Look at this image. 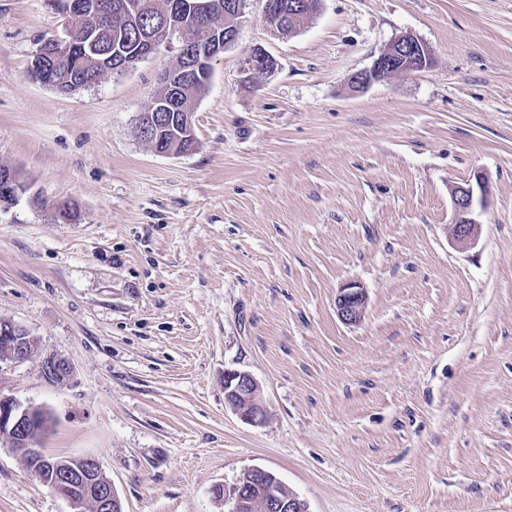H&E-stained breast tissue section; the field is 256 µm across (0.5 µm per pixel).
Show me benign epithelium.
<instances>
[{"label": "benign epithelium", "mask_w": 512, "mask_h": 512, "mask_svg": "<svg viewBox=\"0 0 512 512\" xmlns=\"http://www.w3.org/2000/svg\"><path fill=\"white\" fill-rule=\"evenodd\" d=\"M63 20V35L41 44L34 54L32 67L38 71L46 69L47 64L58 65L68 58L72 50L70 36L71 19L87 10L83 0H49ZM247 0H228L224 10L225 24L220 32L209 35L205 52H193L187 49L176 23L163 25L162 30L152 34L144 33L139 39L137 58L146 59L161 47L177 44V59L184 61L192 57V71L186 72L181 64L164 72L161 76V89L166 93L162 107L167 111L182 110L179 123L182 131L173 138L168 147L160 146L163 128L158 123L161 112L152 103L139 118L141 137L153 150L162 155L178 156L188 153L195 146V134L191 122V112L181 106L187 96L190 77H194L203 67L212 65L213 60L233 44L238 36L239 18L244 13ZM220 10L215 0H184L179 5H171L167 15L177 11H187L208 25V19ZM265 14L273 35L290 37L300 30L305 22L307 7L305 0H292L283 7L280 0H265ZM112 64L100 65L97 75L112 73L122 75L128 71L133 60L124 56L112 55ZM430 61V51L420 40L411 35H401L393 40L374 60L371 68L358 71L348 78L349 90L360 93L375 81L387 79L393 75L408 74L426 67ZM275 59L267 52L258 49L246 60L249 71L264 73L274 69ZM485 183L478 177L476 183L466 181L453 186L451 197L454 208V222L450 234L454 242L460 245L476 241L480 224L473 218L476 206L483 204V197L476 195L474 185ZM28 187L14 175L13 169L0 177V200L16 205L27 194ZM367 305L364 289L348 285L339 290L336 296V313L345 324H355L361 320ZM34 353L32 339L22 326L11 321L0 320V364H23ZM72 374L70 362L63 356L48 352L41 358V376L52 384L66 382ZM225 402L245 422L260 425L265 422L267 409L260 396L259 385L246 372L227 371L224 373ZM34 408L25 405L12 396L0 395V438L9 442L12 449L23 458L37 459L48 465L52 472L50 488L71 507L78 509L91 500L93 512H124L119 496L111 479L103 471L98 459L92 456L78 458L47 457L39 448V443L31 430V418ZM85 487L88 493L79 501L69 491ZM215 498L229 502V512H308L305 503L290 490H283V484L270 471L262 468L246 470L231 489L222 485L215 486Z\"/></svg>", "instance_id": "7a95c632"}]
</instances>
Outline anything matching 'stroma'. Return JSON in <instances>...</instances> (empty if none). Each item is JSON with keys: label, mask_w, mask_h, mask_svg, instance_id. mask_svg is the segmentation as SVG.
<instances>
[{"label": "stroma", "mask_w": 512, "mask_h": 512, "mask_svg": "<svg viewBox=\"0 0 512 512\" xmlns=\"http://www.w3.org/2000/svg\"><path fill=\"white\" fill-rule=\"evenodd\" d=\"M60 23L0 0V165L31 185L0 213V319L35 343L0 393L47 414L43 452L98 458L124 512H227L214 486L253 467L309 512H512V0H319L285 39L248 0L181 156L138 135L176 50L65 95L28 76ZM403 34L430 64L351 93ZM258 47L275 71L243 70ZM478 175L458 245L451 189ZM0 512L73 510L0 441ZM367 305V296L363 288L348 285L340 288L336 296V313L346 324H355L361 320ZM72 374L70 362L63 356L48 352L41 358V376L52 384L66 382ZM224 399L243 421L255 426L265 422L267 409L262 402L259 385L250 374L225 372Z\"/></svg>", "instance_id": "35a3bbf8"}]
</instances>
